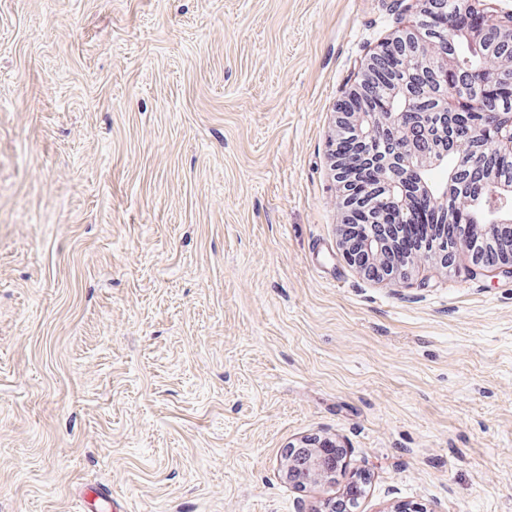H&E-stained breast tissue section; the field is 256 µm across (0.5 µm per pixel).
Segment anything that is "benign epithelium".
Listing matches in <instances>:
<instances>
[{
    "label": "benign epithelium",
    "instance_id": "obj_1",
    "mask_svg": "<svg viewBox=\"0 0 512 512\" xmlns=\"http://www.w3.org/2000/svg\"><path fill=\"white\" fill-rule=\"evenodd\" d=\"M401 19L407 21L403 32L411 43L392 39L380 45L361 67L362 78L354 80L336 105V124L357 129L353 152L333 160L337 203L343 213L342 223L361 226L359 236L344 247V257L358 268L376 265L380 273L391 276L394 262L378 239V228L404 219L409 214L405 201L421 194L452 223L467 227L454 244L459 255L471 256L468 271L473 275L494 273L512 279V237L499 234L503 224H512V196L501 191L493 176L482 185L466 188V169H453L447 183L436 188L423 178L432 165L448 161V149L459 152L467 165L481 169L495 157L512 156V113L500 114L484 125H469L459 141L440 146L439 128H448V112L465 106L473 113H489L485 101L463 99L448 85V71L455 61L443 50V41L466 42L479 46L491 38L506 51L494 57L495 67L482 66L469 74L478 84L495 79L499 73L512 71V9L496 7L494 0H459V11L479 18L473 27H459L447 22L446 31L432 38L419 27L430 14L448 15V0H394ZM384 55L404 58L415 79L401 83L391 91L394 112H353L351 99L365 93L376 60ZM502 200L485 222L471 231L472 212L486 194ZM341 461L305 443L288 452L286 477L300 483H316L335 478Z\"/></svg>",
    "mask_w": 512,
    "mask_h": 512
}]
</instances>
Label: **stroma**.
<instances>
[{"label":"stroma","instance_id":"35a3bbf8","mask_svg":"<svg viewBox=\"0 0 512 512\" xmlns=\"http://www.w3.org/2000/svg\"><path fill=\"white\" fill-rule=\"evenodd\" d=\"M389 0H0V512H512V280L343 257ZM335 440V479H286Z\"/></svg>","mask_w":512,"mask_h":512}]
</instances>
